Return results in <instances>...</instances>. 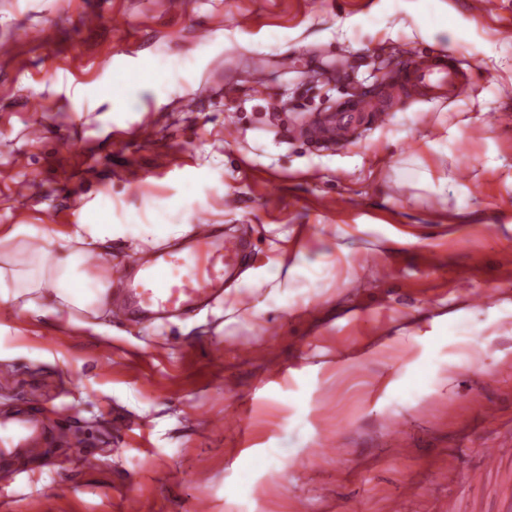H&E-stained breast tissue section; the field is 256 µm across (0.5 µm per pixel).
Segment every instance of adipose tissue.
Segmentation results:
<instances>
[{"instance_id": "obj_1", "label": "adipose tissue", "mask_w": 512, "mask_h": 512, "mask_svg": "<svg viewBox=\"0 0 512 512\" xmlns=\"http://www.w3.org/2000/svg\"><path fill=\"white\" fill-rule=\"evenodd\" d=\"M144 231L147 229L140 224L109 223L105 212H98L93 222L78 225L75 231L74 239L82 243V250L65 252L53 266L24 270L17 266L12 254L0 251V286L11 284V297L22 313L33 309L34 300L39 297L45 302L43 312L47 315L69 307L99 315L105 308L111 282L107 276L84 272L87 258L99 245L126 235L139 238Z\"/></svg>"}]
</instances>
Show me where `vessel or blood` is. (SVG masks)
Listing matches in <instances>:
<instances>
[{"label": "vessel or blood", "instance_id": "1", "mask_svg": "<svg viewBox=\"0 0 512 512\" xmlns=\"http://www.w3.org/2000/svg\"><path fill=\"white\" fill-rule=\"evenodd\" d=\"M407 83L432 99L456 95L463 72L450 63L446 52L430 51L406 63ZM240 244L219 234L214 225H195L186 242L177 249L153 250L135 258L130 267L112 271L109 295L112 319L123 324L147 316L166 322L188 317L224 297L228 277L242 264ZM40 431L34 411L0 421V455L10 449L36 450ZM512 457V448H487L478 466L465 473L469 484H480L485 474L501 460Z\"/></svg>", "mask_w": 512, "mask_h": 512}]
</instances>
